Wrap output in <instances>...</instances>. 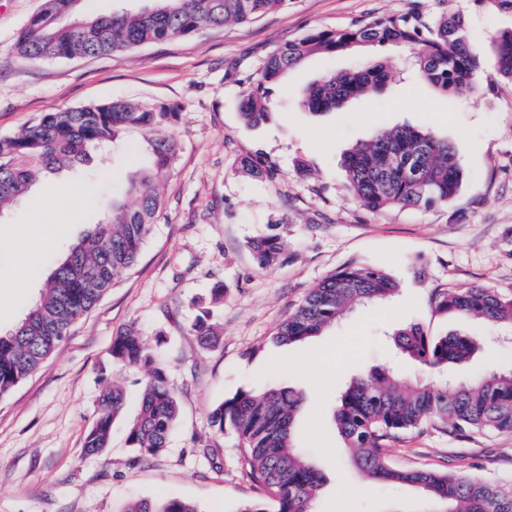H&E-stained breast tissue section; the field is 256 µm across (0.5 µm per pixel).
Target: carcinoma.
Here are the masks:
<instances>
[{
	"label": "carcinoma",
	"instance_id": "cac0c4a2",
	"mask_svg": "<svg viewBox=\"0 0 512 512\" xmlns=\"http://www.w3.org/2000/svg\"><path fill=\"white\" fill-rule=\"evenodd\" d=\"M70 0H44L18 35L13 49L24 59L58 61L106 55L193 35L203 28L246 23L281 10L287 0H156L135 13L83 16V31L74 21ZM377 46H408V65L399 69L387 58L369 57L357 67L331 73L312 83L301 106L310 112L338 111L349 100L372 96L393 74L415 77L440 92L470 84L478 59L459 14L425 17L412 5L405 11L357 20L344 28L316 30L280 44L243 91L240 116L248 127L270 116L271 88L288 71L314 55L333 56ZM497 71L512 81V31L495 40ZM176 109L160 103L112 100L49 112L26 130L0 138V212L23 198L45 174L89 161L90 151L124 139L131 132L142 140L129 146L143 155L144 166L126 187L133 204L106 191L99 202L103 219L71 245L43 283L40 298L10 332L0 335V396L37 371L69 335L76 322L139 261L142 247L162 211L160 189L173 172L181 145L157 131ZM346 188L371 212L397 207L446 206L457 195L463 172L453 146L432 129L401 126L357 143L343 160ZM257 264L277 265L284 240L259 231L249 241ZM398 283L384 269L350 265L326 276L279 325V345L305 340L336 323L361 305L393 297ZM441 314L465 313L493 324L512 326V297L473 286L440 292L434 300ZM401 353L425 371L470 358L480 344L472 336L435 338L410 325L395 334ZM112 359L144 373L140 412L128 427L127 442L140 462L166 447L178 421V403L156 350L132 328L112 340ZM301 393L291 387L261 393L241 391L215 406L209 416L214 436L197 447L222 470L218 438L239 441L240 472L258 496L234 512H315L322 476L295 445ZM125 403L118 385L108 387L88 430L84 448L99 454L109 444L112 423ZM334 424L355 467L366 476L421 488L434 505L430 512H512V483L434 469H401L391 465L389 446L397 435L425 426L456 431L482 429L512 433V367L452 385L425 379H399L373 369L352 378L340 391ZM124 512H201L185 499H134Z\"/></svg>",
	"mask_w": 512,
	"mask_h": 512
}]
</instances>
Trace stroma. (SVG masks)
Segmentation results:
<instances>
[{
  "label": "stroma",
  "mask_w": 512,
  "mask_h": 512,
  "mask_svg": "<svg viewBox=\"0 0 512 512\" xmlns=\"http://www.w3.org/2000/svg\"><path fill=\"white\" fill-rule=\"evenodd\" d=\"M43 0H0V137L19 133L48 112L115 99L164 103L176 118L164 134L182 150L163 184V212L138 265L84 315L43 366L0 398V512H123L138 498L178 497L201 512H233L255 498L236 469L237 441L220 439L215 472L195 438L211 436L209 413L241 391L291 387L303 394L296 444L319 469L317 512H425L419 487L372 481L352 465L331 425L339 390L352 376L395 367L392 335L417 325L428 335L479 337L469 361L449 364L457 381L512 365V330L485 320L436 312L437 293L474 285L512 296V82L495 69L493 41L512 30V9L499 0H424L425 11L461 13L479 58L472 87L442 93L420 82L392 81L373 98L340 111L308 113L303 89L330 72L349 70L362 53L314 56L273 87L269 120L246 127L242 89L281 43L318 29L398 13L409 0H288L247 24L112 55L28 61L11 48ZM433 129L450 142L464 170L448 206L371 213L345 189L344 153L382 128ZM261 157L270 175L241 176L242 158ZM307 175H299L298 164ZM138 161L119 142L90 168L64 170L37 184L0 214V333L11 330L38 298L46 275L68 246L99 221L89 206L104 181L126 186ZM278 226L285 254L274 267L255 262L248 241ZM353 264L386 270L400 284L378 308L353 311L320 335L277 345L272 334L304 296L332 272ZM27 266L29 277L18 274ZM223 286L224 297L212 290ZM220 336L203 347L190 331L199 309ZM135 329L163 359L179 404L167 448L133 462L127 427L140 410L138 369L112 361V339ZM334 353L315 365L317 350ZM120 385L126 401L110 444L84 451L102 390ZM398 468H432L512 482V434L426 427L391 445Z\"/></svg>",
  "instance_id": "35a3bbf8"
}]
</instances>
